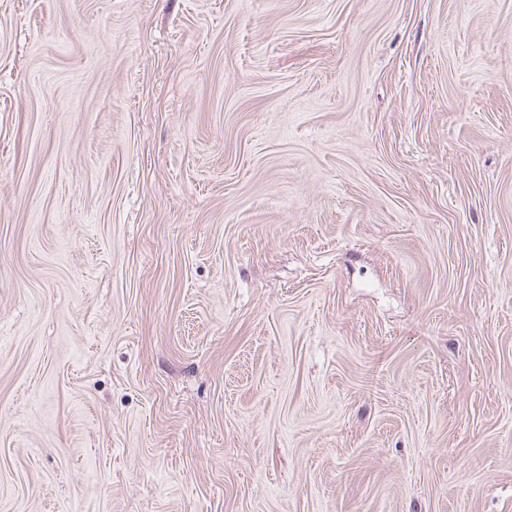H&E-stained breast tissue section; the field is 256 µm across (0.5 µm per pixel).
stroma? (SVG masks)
<instances>
[{
  "instance_id": "stroma-1",
  "label": "stroma",
  "mask_w": 512,
  "mask_h": 512,
  "mask_svg": "<svg viewBox=\"0 0 512 512\" xmlns=\"http://www.w3.org/2000/svg\"><path fill=\"white\" fill-rule=\"evenodd\" d=\"M0 512H512V0H0Z\"/></svg>"
}]
</instances>
